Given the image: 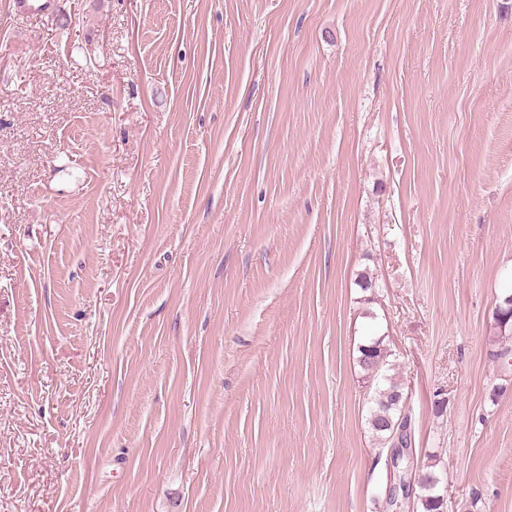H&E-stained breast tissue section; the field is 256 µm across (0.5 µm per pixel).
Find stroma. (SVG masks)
I'll return each mask as SVG.
<instances>
[{"label":"stroma","mask_w":512,"mask_h":512,"mask_svg":"<svg viewBox=\"0 0 512 512\" xmlns=\"http://www.w3.org/2000/svg\"><path fill=\"white\" fill-rule=\"evenodd\" d=\"M0 0V512H512V0ZM371 289H361L360 275ZM357 364L363 377L371 384L376 382L374 406L368 419L373 436L382 445L396 446L387 456L390 482L387 497L393 501L400 495L408 498L419 487V470L414 467V457L401 448L410 447L411 430L407 416H402V404L406 396L400 384L389 374L394 369L389 357L390 348L384 337L372 338L358 348ZM409 444V446H407ZM436 465H429L421 472L424 480L421 484V492L418 495V501L423 509V512H445V497L440 491V482L436 479H441V475L434 470Z\"/></svg>","instance_id":"35a3bbf8"}]
</instances>
